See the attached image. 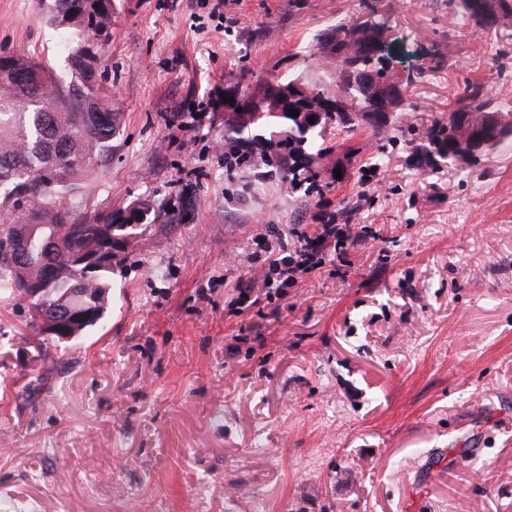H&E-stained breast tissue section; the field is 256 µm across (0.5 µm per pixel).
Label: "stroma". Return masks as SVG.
I'll use <instances>...</instances> for the list:
<instances>
[{
    "instance_id": "35a3bbf8",
    "label": "stroma",
    "mask_w": 512,
    "mask_h": 512,
    "mask_svg": "<svg viewBox=\"0 0 512 512\" xmlns=\"http://www.w3.org/2000/svg\"><path fill=\"white\" fill-rule=\"evenodd\" d=\"M212 6L112 0L95 77L123 123L76 211L118 225L112 308L63 343L0 297V512H512V147L420 162L465 81L512 86V29L450 0ZM373 7L412 37L404 114L328 130L308 193L225 158L213 101L329 79L309 50ZM17 52L63 65L40 0H0ZM330 217L334 261L241 296Z\"/></svg>"
}]
</instances>
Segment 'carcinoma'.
<instances>
[{
  "mask_svg": "<svg viewBox=\"0 0 512 512\" xmlns=\"http://www.w3.org/2000/svg\"><path fill=\"white\" fill-rule=\"evenodd\" d=\"M458 13L469 23L488 32L512 28V0H453ZM47 22L60 30L67 48L62 72L52 74L42 63L23 53L0 56V217H12L11 225L0 228V292L26 295L27 285L41 281L47 268L69 266L68 253L97 245L112 234V217L103 225L86 224L74 218L78 197L84 195L96 175V165L112 154V139L122 123V115L112 109V99L95 81L97 53L83 44L90 35L98 46H108L112 34V0H48ZM389 17L376 13L361 23L338 21L328 36L317 40L323 59L336 62L331 81L316 80L309 85L312 100L298 99L283 109L278 90L285 88L297 96V77L276 79L268 84L254 103L249 119H224V141L233 149L249 126H285L276 142V158L259 154L261 163L271 166L288 160V187L314 185V164L324 155L321 141L329 125L347 133L357 122L343 113L362 112L367 98L351 83L355 73H365L371 83L388 93L391 111L403 106L402 86L411 77L398 76L391 65L387 39ZM28 74L33 86L22 85L16 77ZM345 101L349 107L326 113L323 123L309 128L289 111H303L306 105ZM455 113L457 120L437 126L429 144L438 157L452 164L468 155L471 164L489 151L512 146V112L493 104L485 87L465 84ZM482 134L484 148L472 150L470 141ZM105 296L96 305L104 311L112 299V271H101L93 281H83L75 273L45 285L36 297V309L46 302L85 303Z\"/></svg>",
  "mask_w": 512,
  "mask_h": 512,
  "instance_id": "1",
  "label": "carcinoma"
}]
</instances>
